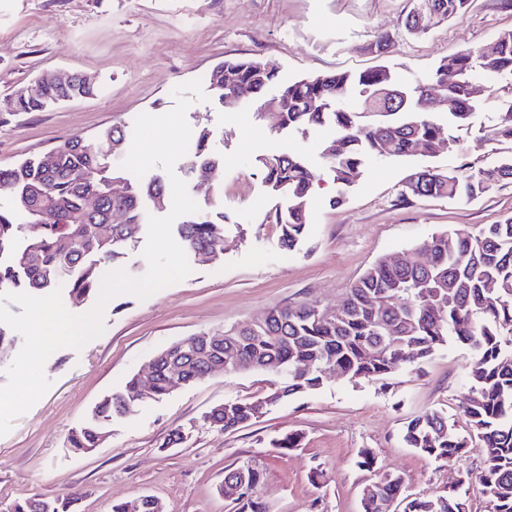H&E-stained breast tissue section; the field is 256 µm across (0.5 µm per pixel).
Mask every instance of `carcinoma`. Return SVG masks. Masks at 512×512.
Listing matches in <instances>:
<instances>
[{
  "label": "carcinoma",
  "instance_id": "carcinoma-1",
  "mask_svg": "<svg viewBox=\"0 0 512 512\" xmlns=\"http://www.w3.org/2000/svg\"><path fill=\"white\" fill-rule=\"evenodd\" d=\"M448 21L462 15L468 0H419ZM406 32L419 37L428 32L423 15L409 12ZM487 56L467 47L441 60L435 72L414 83L399 79L388 67L363 72L317 75L283 83L279 66L272 61L225 60L209 73L214 100H226L234 88L246 85L256 99L276 91L280 112L277 128L302 134L329 124L336 136L324 148L326 165L339 195L351 187L366 158H411L435 152L439 126L420 109L425 91H436L448 101V120H468L477 102L470 88L478 79L495 86L512 85V30L495 38ZM457 82L448 84V72ZM30 90L17 92V112H43L67 99L95 94L92 83H61L39 76ZM356 106H342L350 95ZM365 115L382 117L362 123ZM210 132L202 129L196 140L188 172L206 167L216 171L221 158L209 147ZM495 141L512 142V99L502 102L501 120L491 133ZM119 145L112 152V144ZM127 145L122 124L101 132L90 143L66 141L53 156L25 159L12 168L0 169V197L11 200L0 207V286L20 288L29 294L47 295L60 287L75 306L97 292L102 267L123 261L126 250L143 228L147 203L165 207L170 202L164 183L142 182L117 166ZM269 190L287 205L269 215L280 229V245L288 250L306 236L307 209L314 194L317 174L297 154L285 151L258 159ZM512 180V158H499L475 173L461 170L424 169L406 183L402 196L448 200L474 199L497 183ZM126 186L115 200L111 187ZM99 197L100 208L91 213L85 195ZM125 219L112 225L110 234L99 231L113 206ZM224 209L212 207L192 215L177 226L184 248L195 255L206 252L213 259L224 255ZM454 251L448 252V235L432 237L417 248L407 264L381 261L349 288L338 315L323 316L311 304L276 308L260 323L236 328L231 340L237 358L253 364L252 370L273 372L284 379L278 398L283 401L321 388L322 374L335 367L349 381L370 380L430 357L450 340L469 347L473 362L469 372L470 397L464 406L477 450L483 456L479 484L490 512H512V218L487 224L476 231L453 232ZM167 346L156 354V377L151 397L169 393ZM220 359L216 350L181 356L183 384L200 381L211 364ZM312 369L300 373L305 363ZM145 398L139 381L131 377L123 391L104 396L88 421L71 432L67 443L80 452L102 444L103 426L115 415L129 411ZM261 400L226 402L205 416L210 426L234 430L258 418ZM405 444L434 460L451 462L466 452L470 441L458 435L443 411L430 409L408 421ZM245 478L246 490L231 500L233 512H266L258 489L261 472L246 462L230 467L224 480ZM403 477L383 472L361 491L362 512H466L467 489L445 495L401 496ZM66 495L45 500H14L10 512H71Z\"/></svg>",
  "mask_w": 512,
  "mask_h": 512
}]
</instances>
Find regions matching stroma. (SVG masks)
Wrapping results in <instances>:
<instances>
[{
	"label": "stroma",
	"mask_w": 512,
	"mask_h": 512,
	"mask_svg": "<svg viewBox=\"0 0 512 512\" xmlns=\"http://www.w3.org/2000/svg\"><path fill=\"white\" fill-rule=\"evenodd\" d=\"M410 0H0V168L39 156L67 140L94 139L116 122L133 125L142 113L174 105L173 88L205 78L218 62L248 58L276 62L281 81L334 72L360 73L385 65L412 82L466 47L492 45L512 29V0H469L466 12L413 37L404 28ZM390 35V52L375 44ZM47 71L87 76L95 95L45 112H18L16 91ZM479 105L466 125L435 111L443 139L435 153L413 159L368 158L340 204L323 175L325 126L307 135L277 129L253 98L234 108L193 103L192 133L208 129L222 159L213 184L189 179L197 202L216 197L230 219L221 260L192 263V273L147 300L111 299L105 331L81 350L55 351L45 364L51 390L0 437V512L21 497L73 499L72 512H112L144 495L167 512H229L217 488L226 468L249 462L262 473L260 496L269 512H361L360 490L373 473L358 469L370 449L376 469L401 474L412 495H437L462 473L479 476L483 459L469 450L452 462L431 460L402 440L407 421L444 410L461 435L472 352L451 341L426 361L373 380L351 382L325 374L311 393L282 401L255 421L220 431L205 421L214 406L270 394L279 379L268 371L207 377L148 399L108 427L99 448H69L107 393L124 389L162 348L187 336L261 320L271 309L313 302L331 309L370 266L401 260L432 236L512 217V181L478 199L403 198L409 176L423 167L477 171L512 155V142H494L500 103L512 92L479 83ZM286 149L303 155L322 180L311 201L307 236L294 250L279 245L268 219L281 203L257 164ZM181 429L185 440L166 445ZM296 433L297 447H271Z\"/></svg>",
	"instance_id": "35a3bbf8"
}]
</instances>
